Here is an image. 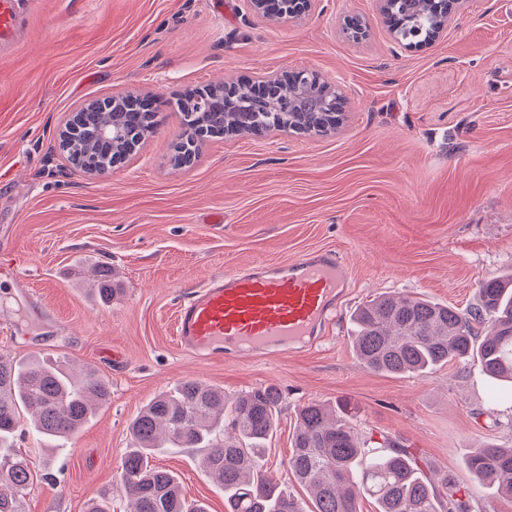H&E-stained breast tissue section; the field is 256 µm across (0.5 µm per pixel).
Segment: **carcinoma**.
<instances>
[{
  "mask_svg": "<svg viewBox=\"0 0 512 512\" xmlns=\"http://www.w3.org/2000/svg\"><path fill=\"white\" fill-rule=\"evenodd\" d=\"M439 0H393L395 36L409 44L417 30L426 42L438 22ZM278 105L266 112L262 99ZM155 102L127 101L79 110L71 118L70 137L87 147L70 155L80 168L93 164L116 168L125 151L98 138L102 128L120 129L135 141L155 125ZM247 116L249 135L271 127L293 133L325 134L337 116L324 97L314 93L297 101L288 84L261 88L248 79L224 92V108L205 112L201 130L207 138L225 136ZM479 302L469 310L406 296H383L361 306L352 316V346L369 369L401 376H426L456 360L474 359L493 383L495 400L512 399V275L478 283ZM488 324L479 336L475 325ZM110 386L87 368L75 378L59 364L37 356L16 360L0 354V512H20L25 491L38 476L35 464L15 453L13 438L31 428L58 447L71 442L95 411L108 404ZM281 395L274 386L254 387L224 405V392L187 380L144 405L129 426L130 448L120 460L119 491L135 503V512H208L205 504L188 502L176 475L153 463L167 446L202 453L201 465L224 489L228 512H304L301 500L264 470L266 444L276 425ZM350 403L331 411L321 402L303 405L296 418L287 469L312 497L311 512H360L368 495L378 512H437L436 483L454 490L457 480L446 473L434 480L418 466L416 455L398 441L366 452L350 422ZM471 476L512 497V448L488 444L467 460Z\"/></svg>",
  "mask_w": 512,
  "mask_h": 512,
  "instance_id": "cac0c4a2",
  "label": "carcinoma"
}]
</instances>
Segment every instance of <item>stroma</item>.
Segmentation results:
<instances>
[{
	"label": "stroma",
	"instance_id": "obj_1",
	"mask_svg": "<svg viewBox=\"0 0 512 512\" xmlns=\"http://www.w3.org/2000/svg\"><path fill=\"white\" fill-rule=\"evenodd\" d=\"M370 23L343 31L346 15ZM314 69L348 100L327 136L274 131L206 141L177 167L178 94L223 80ZM158 95L157 124L111 176L75 169L57 147L67 119L117 90ZM352 270L319 344L273 359L220 361L182 349L175 311L205 279L258 259L311 249ZM22 272L44 322L15 336L24 300L0 295V352L91 367L112 388L73 442L14 445L42 476L22 512H86L111 491L129 424L157 394L196 379L226 399L261 385L282 393L266 466L309 501L287 472L296 414L347 399L366 448L385 437L420 464L456 476L470 512H512V498L471 480L466 461L487 443L512 447V402L495 401L472 362L427 376L371 371L351 343V315L383 295L459 309L480 280L512 272V0H468L435 44L394 43L376 0H324L305 20L260 22L245 0H29L24 33L0 53V265ZM116 288L100 302L93 281ZM187 499L226 512L197 453L163 451Z\"/></svg>",
	"mask_w": 512,
	"mask_h": 512
}]
</instances>
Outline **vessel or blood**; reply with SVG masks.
Returning <instances> with one entry per match:
<instances>
[{
  "label": "vessel or blood",
  "mask_w": 512,
  "mask_h": 512,
  "mask_svg": "<svg viewBox=\"0 0 512 512\" xmlns=\"http://www.w3.org/2000/svg\"><path fill=\"white\" fill-rule=\"evenodd\" d=\"M22 14V0H0L1 50L17 42ZM350 275L334 250L321 249L213 276L178 307L176 341L215 360L271 357L311 347L339 311Z\"/></svg>",
  "instance_id": "obj_1"
}]
</instances>
